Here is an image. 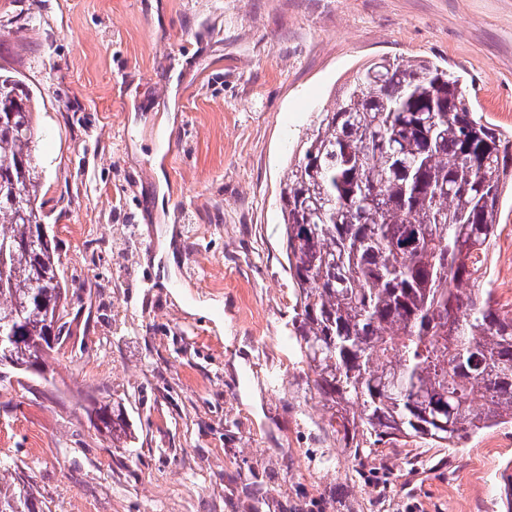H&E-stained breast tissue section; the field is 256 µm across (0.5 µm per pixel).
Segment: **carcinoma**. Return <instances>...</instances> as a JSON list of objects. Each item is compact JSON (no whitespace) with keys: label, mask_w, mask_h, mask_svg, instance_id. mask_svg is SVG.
Returning <instances> with one entry per match:
<instances>
[{"label":"carcinoma","mask_w":512,"mask_h":512,"mask_svg":"<svg viewBox=\"0 0 512 512\" xmlns=\"http://www.w3.org/2000/svg\"><path fill=\"white\" fill-rule=\"evenodd\" d=\"M37 101L0 73V357L46 367L48 317L68 305L45 241ZM512 133L475 118L461 76L433 61L357 71L301 140L281 192L291 335L323 430L353 456L404 438L448 448L512 421V303L482 267L512 187ZM127 443L119 402L89 410ZM0 512H43L0 483Z\"/></svg>","instance_id":"obj_1"}]
</instances>
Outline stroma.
Returning a JSON list of instances; mask_svg holds the SVG:
<instances>
[{
  "instance_id": "stroma-1",
  "label": "stroma",
  "mask_w": 512,
  "mask_h": 512,
  "mask_svg": "<svg viewBox=\"0 0 512 512\" xmlns=\"http://www.w3.org/2000/svg\"><path fill=\"white\" fill-rule=\"evenodd\" d=\"M464 77L512 131V0H0L75 334L0 380V477L44 512H506L512 423L354 460L286 323L280 185L315 114L379 59ZM487 273L512 284V194ZM121 402L127 447L93 427Z\"/></svg>"
}]
</instances>
